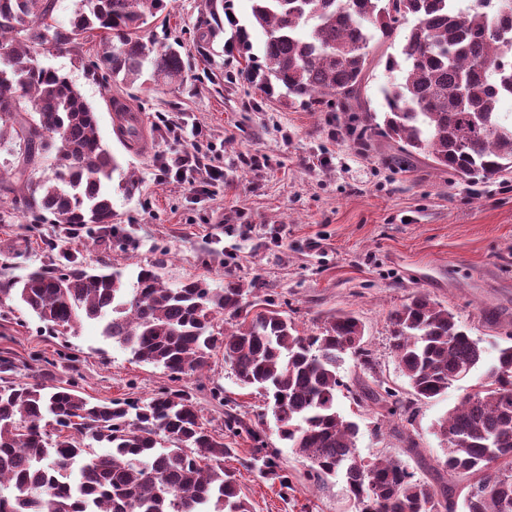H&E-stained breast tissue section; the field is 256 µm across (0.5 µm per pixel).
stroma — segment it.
<instances>
[{
    "instance_id": "stroma-1",
    "label": "stroma",
    "mask_w": 512,
    "mask_h": 512,
    "mask_svg": "<svg viewBox=\"0 0 512 512\" xmlns=\"http://www.w3.org/2000/svg\"><path fill=\"white\" fill-rule=\"evenodd\" d=\"M203 3L173 0L170 7L168 35L182 42L188 56L183 81L158 85L146 72L129 87L93 76L95 36L78 54L47 58L94 107L101 139L121 173L138 177L141 189L131 196L113 193L114 221L122 231L95 243L65 236L56 224L33 229L13 212L11 196L1 193L0 281L21 279L68 251L87 265L114 264L128 280L154 264L172 286L194 277L215 288L229 280L253 284L257 299L288 314L307 334L336 312L356 315L378 378L403 392L408 384L392 352L389 314L422 293L447 307L480 340L486 362H493L497 346L512 338V174L464 182L421 155L397 168L380 136L371 151L360 150L341 113L267 98L237 79L239 65L225 54L223 38L197 44L194 24ZM116 97L143 114L147 151L117 139ZM167 112L198 128L199 142L223 143V186L202 189L161 178L159 156L177 149L156 127L158 114ZM49 239L56 250L47 249ZM4 353L14 362L11 380L20 384H73L95 402L186 392L212 431H223L226 414L235 415L244 430L225 433L232 452L224 467L235 472L253 512H352L344 476L324 483L309 479L306 461L278 437L263 397L237 381L223 351L212 353L203 372L173 377L133 360L105 340L95 322L63 336L14 302L0 307ZM339 374L345 388L336 408L359 427L357 454L396 457L423 478L433 477L448 456L439 420L485 377L477 369L446 394L414 402L408 431L419 451L412 454L393 436V417L353 403L347 388L364 374L360 360L345 356ZM252 429L277 449L291 489L247 468Z\"/></svg>"
}]
</instances>
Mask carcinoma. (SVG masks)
Returning a JSON list of instances; mask_svg holds the SVG:
<instances>
[{
  "label": "carcinoma",
  "instance_id": "carcinoma-1",
  "mask_svg": "<svg viewBox=\"0 0 512 512\" xmlns=\"http://www.w3.org/2000/svg\"><path fill=\"white\" fill-rule=\"evenodd\" d=\"M68 25L54 17L57 0H0V192L31 224H68L110 237L113 175L119 164L98 132V117L81 91L44 53L75 51L97 31L101 51L92 72L133 85L150 66L154 79L184 78L180 45L145 35L171 0H79ZM231 0H205L198 41L223 21L235 27L224 52L244 60L237 71L284 105L336 106L362 148L372 137L393 143L402 165L424 154L465 180L512 173V121L499 97H512V0H252L250 25ZM416 23L400 55L384 53L385 71L401 73L383 87V123L361 110L372 67L370 44L393 46L409 18ZM265 35L252 53L250 30ZM51 173L38 174L45 160ZM235 281L212 288L204 278L169 286L157 266L142 267L126 285L108 265L89 269L69 253L63 262L0 282V305L16 300L51 329L76 333L95 320L101 335L145 364L172 375L208 365L224 350L239 383L271 403L281 440L309 462V477L342 473L355 512H456L445 481L416 476L399 459L356 454L358 425L336 410L344 356L363 355L364 326L350 312L327 318L303 336L282 312L246 301ZM233 320L224 337L214 323ZM393 349L410 395L431 399L467 377L484 350L455 315L425 294L392 311ZM0 358V512H251L235 475L224 469L232 449L209 431L192 396L162 391L147 401L92 402L73 387L17 384ZM394 416L411 400L369 385L353 392ZM58 426L55 436L45 423ZM448 441L443 471L473 476L464 512H512V344L497 349L478 384L439 421ZM249 467L292 482L260 433ZM110 451L99 455L93 444Z\"/></svg>",
  "mask_w": 512,
  "mask_h": 512
}]
</instances>
